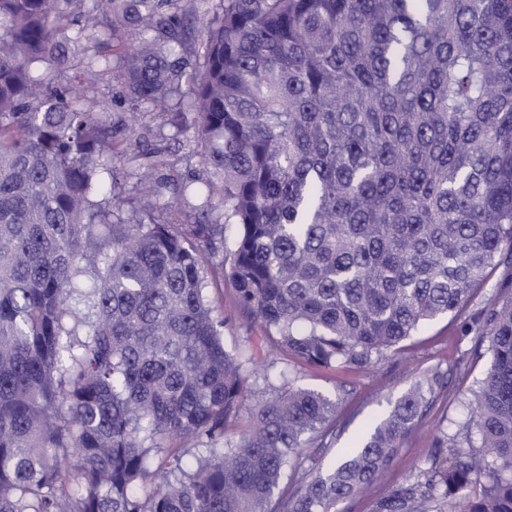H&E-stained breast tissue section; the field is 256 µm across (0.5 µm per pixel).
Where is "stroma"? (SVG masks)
<instances>
[{
  "label": "stroma",
  "mask_w": 512,
  "mask_h": 512,
  "mask_svg": "<svg viewBox=\"0 0 512 512\" xmlns=\"http://www.w3.org/2000/svg\"><path fill=\"white\" fill-rule=\"evenodd\" d=\"M116 126L115 141L127 151L135 150L131 131H145L153 144L167 146V156L174 167L169 174L182 179L198 170L192 156V133H178L164 112H113ZM512 278L505 266H492L485 271L470 304L457 316H442L422 325L400 352L384 355L371 367L332 370L302 366L290 369L293 384L330 395L339 403L336 439L328 454L336 456L350 446L354 437L369 425L383 419L395 400L417 381L438 376L437 388L430 410L417 427L405 438L384 472L359 495L336 503L335 512H371L380 499L404 483L416 466L431 452L439 430L456 431L466 415V403L487 374L491 353L487 342L477 334L484 326L489 298L503 299L512 295L506 283ZM224 312L228 326L224 344L234 350L256 344L263 331L259 326L244 328L231 282L218 285L211 292Z\"/></svg>",
  "instance_id": "1"
}]
</instances>
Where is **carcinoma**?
<instances>
[{"instance_id": "1", "label": "carcinoma", "mask_w": 512, "mask_h": 512, "mask_svg": "<svg viewBox=\"0 0 512 512\" xmlns=\"http://www.w3.org/2000/svg\"><path fill=\"white\" fill-rule=\"evenodd\" d=\"M104 79L194 133L193 223L155 219L174 206L165 153L116 149ZM501 264L512 0H0V512H332L440 382L326 465L338 403L286 367L370 366ZM224 279L260 355L224 345ZM481 339L465 442L442 432L373 512H512V297L489 300ZM271 356L282 382L236 437Z\"/></svg>"}]
</instances>
